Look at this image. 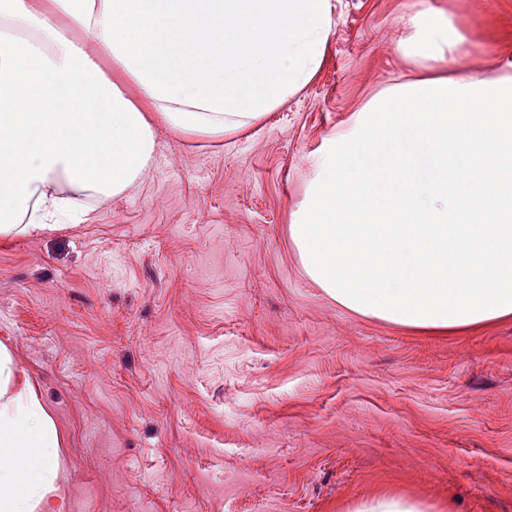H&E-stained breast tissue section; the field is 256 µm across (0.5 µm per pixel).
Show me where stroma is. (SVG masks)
<instances>
[{"label":"stroma","mask_w":512,"mask_h":512,"mask_svg":"<svg viewBox=\"0 0 512 512\" xmlns=\"http://www.w3.org/2000/svg\"><path fill=\"white\" fill-rule=\"evenodd\" d=\"M313 80L221 139L156 130L138 187L0 239V343L54 415L63 512H352L383 493L512 512V318L358 316L289 234L325 138L432 73L497 76L512 0H332ZM463 54L419 63L409 20ZM414 34L407 43L409 54L423 61L460 53L465 40L443 13L430 10L412 20Z\"/></svg>","instance_id":"1"}]
</instances>
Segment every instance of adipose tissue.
<instances>
[{
    "label": "adipose tissue",
    "mask_w": 512,
    "mask_h": 512,
    "mask_svg": "<svg viewBox=\"0 0 512 512\" xmlns=\"http://www.w3.org/2000/svg\"><path fill=\"white\" fill-rule=\"evenodd\" d=\"M331 12V0H0V238L83 223L80 197L134 188L157 125L219 139L261 121L322 67ZM412 27L414 58L464 47L439 11ZM504 67L397 84L323 142L289 232L332 301L436 333L512 317V49ZM16 377L0 344V512H61L56 423Z\"/></svg>",
    "instance_id": "adipose-tissue-1"
}]
</instances>
